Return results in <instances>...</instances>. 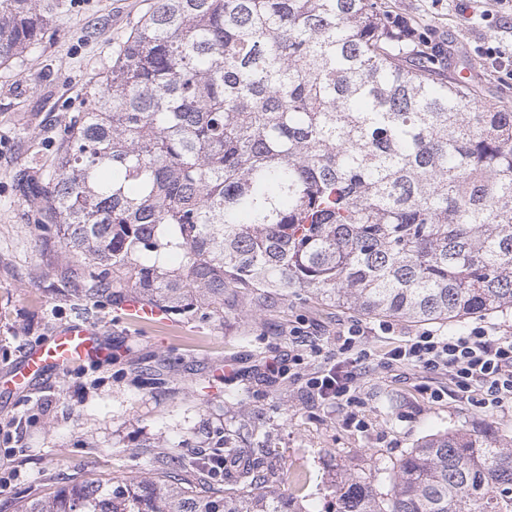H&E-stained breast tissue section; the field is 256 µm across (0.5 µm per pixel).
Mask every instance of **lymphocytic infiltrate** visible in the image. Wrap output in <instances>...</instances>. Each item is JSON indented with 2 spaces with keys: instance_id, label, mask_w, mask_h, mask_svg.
<instances>
[{
  "instance_id": "lymphocytic-infiltrate-1",
  "label": "lymphocytic infiltrate",
  "mask_w": 512,
  "mask_h": 512,
  "mask_svg": "<svg viewBox=\"0 0 512 512\" xmlns=\"http://www.w3.org/2000/svg\"><path fill=\"white\" fill-rule=\"evenodd\" d=\"M391 323L378 326L351 323L336 333V361L315 371L304 385L310 396L323 400L357 402L358 373L370 357L366 339L389 333ZM389 362L443 372L457 398L479 399L498 408L512 403V336L500 333L481 314L459 334L442 335L433 329L409 334L388 352Z\"/></svg>"
}]
</instances>
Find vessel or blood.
Returning <instances> with one entry per match:
<instances>
[{"label":"vessel or blood","instance_id":"obj_1","mask_svg":"<svg viewBox=\"0 0 512 512\" xmlns=\"http://www.w3.org/2000/svg\"><path fill=\"white\" fill-rule=\"evenodd\" d=\"M119 312L122 319L135 322L168 319L161 308L144 304L133 295L120 306ZM103 334L100 325L83 321L58 328L49 344L28 351L12 372L10 385L23 386L43 374H62L77 364L94 360L102 350Z\"/></svg>","mask_w":512,"mask_h":512}]
</instances>
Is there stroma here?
<instances>
[{
    "label": "stroma",
    "mask_w": 512,
    "mask_h": 512,
    "mask_svg": "<svg viewBox=\"0 0 512 512\" xmlns=\"http://www.w3.org/2000/svg\"><path fill=\"white\" fill-rule=\"evenodd\" d=\"M152 2L56 0L59 32L0 67V512L86 477L150 475L155 456L207 451L245 412L263 419L265 444L254 455L270 485L296 492L308 512H328L334 487L352 478L385 492L395 460L432 434L472 433L490 422L501 443H512V404L481 408L456 399L446 375L388 363L400 335L371 337L358 405H324L302 391L300 376L320 363L314 356L264 376L265 362L287 360L297 321L306 323V344L331 352L339 327L370 324L352 310L302 295L221 322L173 315L165 324H133L108 304L79 310L72 289L80 266L40 243L14 179L21 168L51 164V134L70 103L111 66L113 47ZM381 3L440 44L437 75L469 70L484 101L512 104V78L495 73L482 55L483 47L512 38V14L474 24L452 0L438 8L431 0ZM79 315L109 330L97 359L21 388L7 385L29 349ZM433 389L440 401L431 400ZM353 414L364 427L350 424ZM282 460L301 476L299 488L283 479Z\"/></svg>",
    "instance_id": "obj_1"
}]
</instances>
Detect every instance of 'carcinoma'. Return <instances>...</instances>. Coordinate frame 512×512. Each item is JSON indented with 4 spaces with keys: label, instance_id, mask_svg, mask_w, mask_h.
<instances>
[{
    "label": "carcinoma",
    "instance_id": "carcinoma-1",
    "mask_svg": "<svg viewBox=\"0 0 512 512\" xmlns=\"http://www.w3.org/2000/svg\"><path fill=\"white\" fill-rule=\"evenodd\" d=\"M0 0V66L52 27ZM87 83L52 168L21 179L74 293L222 321L304 293L366 316L451 323L512 309V107L438 80L378 0H154ZM228 431L150 476L50 487L15 512H306ZM218 456L243 464L217 495ZM191 471L189 484L182 473ZM336 512H512V447L439 432L385 497Z\"/></svg>",
    "mask_w": 512,
    "mask_h": 512
}]
</instances>
